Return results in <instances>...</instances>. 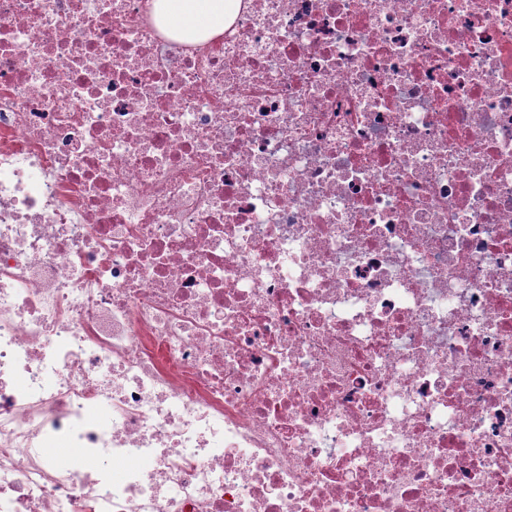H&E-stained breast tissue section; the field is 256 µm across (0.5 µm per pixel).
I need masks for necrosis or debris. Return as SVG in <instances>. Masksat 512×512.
<instances>
[{"mask_svg":"<svg viewBox=\"0 0 512 512\" xmlns=\"http://www.w3.org/2000/svg\"><path fill=\"white\" fill-rule=\"evenodd\" d=\"M153 2L0 0V512H512V0ZM227 0H155L159 21L177 38L199 35L204 39L224 32Z\"/></svg>","mask_w":512,"mask_h":512,"instance_id":"4bbe7bcc","label":"necrosis or debris"}]
</instances>
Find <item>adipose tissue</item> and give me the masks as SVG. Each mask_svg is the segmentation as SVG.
<instances>
[{"label": "adipose tissue", "instance_id": "ef3b65f1", "mask_svg": "<svg viewBox=\"0 0 512 512\" xmlns=\"http://www.w3.org/2000/svg\"><path fill=\"white\" fill-rule=\"evenodd\" d=\"M226 0H155L159 21L176 37L210 38L224 31Z\"/></svg>", "mask_w": 512, "mask_h": 512}]
</instances>
